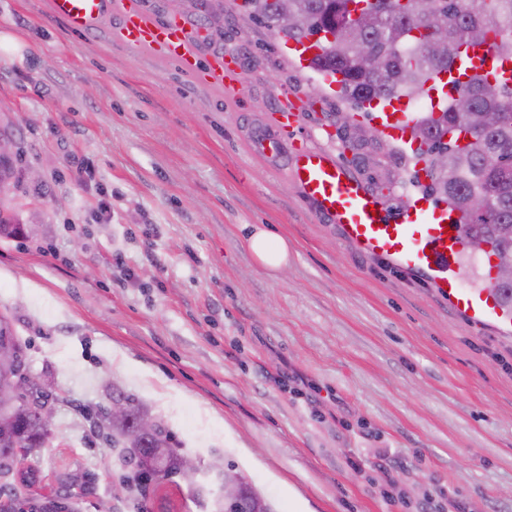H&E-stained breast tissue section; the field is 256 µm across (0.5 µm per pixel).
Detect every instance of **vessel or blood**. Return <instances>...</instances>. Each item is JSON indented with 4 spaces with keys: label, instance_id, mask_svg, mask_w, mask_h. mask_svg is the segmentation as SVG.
<instances>
[{
    "label": "vessel or blood",
    "instance_id": "1",
    "mask_svg": "<svg viewBox=\"0 0 512 512\" xmlns=\"http://www.w3.org/2000/svg\"><path fill=\"white\" fill-rule=\"evenodd\" d=\"M110 7L121 15L117 36L122 42L162 50L169 58L191 66L196 56V36L182 19L157 23L141 8L139 0H50L52 15L64 19L76 31L97 25ZM207 76L229 95L240 81L241 72L236 61L216 56ZM304 109V100L284 102L278 110L277 125L281 136L290 138L292 144L289 175L316 213L338 224L344 237L364 252L387 259L405 271L429 276L434 288L470 321L512 332V316L502 310L494 286L462 285L460 260L468 244L460 214L432 205L427 196L421 195L411 199L397 219H387L376 193L353 175L333 150L311 147L306 139L297 137ZM381 118L401 139L413 115L393 101Z\"/></svg>",
    "mask_w": 512,
    "mask_h": 512
}]
</instances>
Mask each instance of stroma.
Returning <instances> with one entry per match:
<instances>
[{
	"label": "stroma",
	"mask_w": 512,
	"mask_h": 512,
	"mask_svg": "<svg viewBox=\"0 0 512 512\" xmlns=\"http://www.w3.org/2000/svg\"><path fill=\"white\" fill-rule=\"evenodd\" d=\"M49 2L0 0L15 41L0 51V136L15 144L0 204L23 228L0 236V314L55 412L33 496L91 473L79 512H133L93 424L123 393L205 467L197 487H164L176 512H212L217 458L273 512H512V339L346 242L287 178L289 143L254 147L284 94L304 98L301 132L391 216L418 191L410 149L353 139L367 117L242 0L215 17L140 0L199 32L200 60L238 57L229 98L119 41V13L76 32ZM252 224L287 240L282 274L247 249Z\"/></svg>",
	"instance_id": "obj_1"
}]
</instances>
